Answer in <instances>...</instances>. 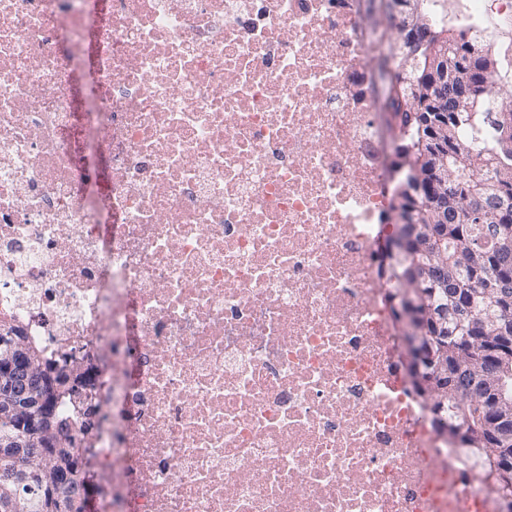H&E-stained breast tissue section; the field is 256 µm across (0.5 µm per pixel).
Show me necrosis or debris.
Here are the masks:
<instances>
[{"mask_svg":"<svg viewBox=\"0 0 512 512\" xmlns=\"http://www.w3.org/2000/svg\"><path fill=\"white\" fill-rule=\"evenodd\" d=\"M375 46L359 0H0V321L92 369L99 512H505L384 300Z\"/></svg>","mask_w":512,"mask_h":512,"instance_id":"obj_1","label":"necrosis or debris"}]
</instances>
